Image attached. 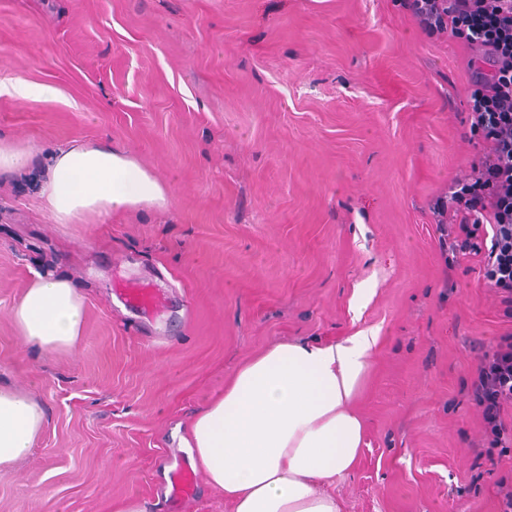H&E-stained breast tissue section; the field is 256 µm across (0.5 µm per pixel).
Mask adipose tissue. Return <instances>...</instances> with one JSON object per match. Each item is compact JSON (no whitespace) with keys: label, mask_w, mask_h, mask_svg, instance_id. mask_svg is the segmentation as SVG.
Returning a JSON list of instances; mask_svg holds the SVG:
<instances>
[{"label":"adipose tissue","mask_w":512,"mask_h":512,"mask_svg":"<svg viewBox=\"0 0 512 512\" xmlns=\"http://www.w3.org/2000/svg\"><path fill=\"white\" fill-rule=\"evenodd\" d=\"M41 195L60 224L168 201L166 187L132 156L93 144L59 148ZM84 316L68 279L39 275L13 322L25 345L57 351L76 345ZM374 344L359 333L329 345L277 343L251 356L181 436L191 467L232 512H342L331 487L361 456L364 424L352 402ZM45 423L38 402L0 387V471L31 451Z\"/></svg>","instance_id":"1"}]
</instances>
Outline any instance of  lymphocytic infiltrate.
I'll use <instances>...</instances> for the list:
<instances>
[{
	"mask_svg": "<svg viewBox=\"0 0 512 512\" xmlns=\"http://www.w3.org/2000/svg\"><path fill=\"white\" fill-rule=\"evenodd\" d=\"M449 37L472 51L468 61L471 132L486 151L448 186L441 236L451 257L475 256L512 320V0H443ZM468 392L481 411L483 445L501 448L502 414L512 405V332L480 346Z\"/></svg>",
	"mask_w": 512,
	"mask_h": 512,
	"instance_id": "lymphocytic-infiltrate-1",
	"label": "lymphocytic infiltrate"
}]
</instances>
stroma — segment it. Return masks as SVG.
<instances>
[{
  "mask_svg": "<svg viewBox=\"0 0 512 512\" xmlns=\"http://www.w3.org/2000/svg\"><path fill=\"white\" fill-rule=\"evenodd\" d=\"M470 49L409 0H0V140L45 156L129 153L168 205L59 224L34 177L0 175V385L40 402L0 512H230L169 471L174 438L256 352L376 336L356 408L365 446L344 512H497L512 451L479 457L474 344L512 331L475 257L449 261L436 204L485 145L470 132ZM85 302L73 349L19 340L35 275ZM126 284L159 292L150 316ZM53 93V88L47 85L34 87L22 81H15L9 84L0 82V95H9L19 99H27L35 95L49 96Z\"/></svg>",
  "mask_w": 512,
  "mask_h": 512,
  "instance_id": "1",
  "label": "stroma"
}]
</instances>
